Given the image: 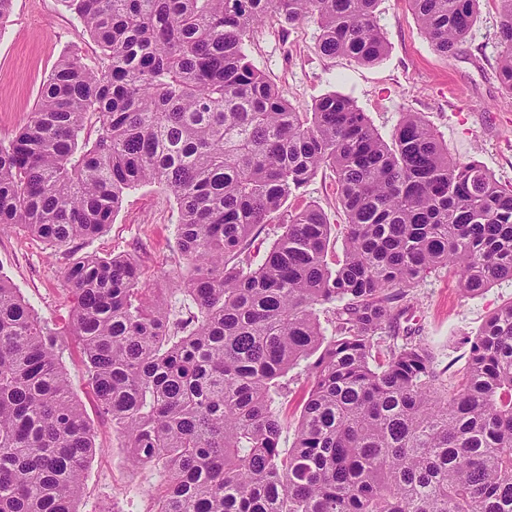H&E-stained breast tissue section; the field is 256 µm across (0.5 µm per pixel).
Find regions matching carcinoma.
I'll return each mask as SVG.
<instances>
[{
  "label": "carcinoma",
  "instance_id": "obj_1",
  "mask_svg": "<svg viewBox=\"0 0 512 512\" xmlns=\"http://www.w3.org/2000/svg\"><path fill=\"white\" fill-rule=\"evenodd\" d=\"M60 2L97 52L63 57L0 141V230L70 259L69 334L99 414L162 473L150 512H512V302L458 383L426 345L383 338L396 294L440 267L469 297L512 279V187L449 157L417 112L386 140L336 93L296 110L247 54L274 16L314 20L327 56L374 63L378 0ZM409 2L448 57L480 0ZM492 2L512 94V0ZM323 167L345 223L291 213L253 262L254 236ZM143 184L174 195L188 266L152 296L133 257L74 252ZM59 336L0 276V512H79L97 446ZM302 361L310 386L284 454L273 393Z\"/></svg>",
  "mask_w": 512,
  "mask_h": 512
}]
</instances>
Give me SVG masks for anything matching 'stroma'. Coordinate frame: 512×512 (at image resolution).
I'll return each instance as SVG.
<instances>
[{
  "label": "stroma",
  "mask_w": 512,
  "mask_h": 512,
  "mask_svg": "<svg viewBox=\"0 0 512 512\" xmlns=\"http://www.w3.org/2000/svg\"><path fill=\"white\" fill-rule=\"evenodd\" d=\"M378 20L387 49L372 64L323 55L311 21L291 27L269 19L254 30L248 53L300 111H310L315 100L335 92L351 98L385 137L402 113H420L451 157L478 161L501 184L512 185V95L496 78L503 47L495 6L483 0L470 36L448 58L433 49L407 0H381ZM76 47L88 57L96 49L59 0H13L11 15L0 25V140L26 121L43 83ZM310 205L321 207L330 223H342L333 172L319 171L284 209ZM177 219L171 192L141 186L125 194L112 223L82 250L102 257L132 255L140 263L143 287L168 288L172 276L185 268ZM65 269L62 254L39 239L19 230L0 232V274L41 316L62 326L69 321L71 300ZM511 300L512 280L464 297L454 273L443 267L397 298L403 311L398 333L428 345L439 366L458 372L466 367L470 342L487 317ZM63 367L92 421L98 447L87 469L79 512H149L160 472L129 463L111 421L99 415L96 398L84 384L85 366L76 348L65 350ZM282 384L276 407L285 420L280 446L288 449L309 380L297 367Z\"/></svg>",
  "instance_id": "35a3bbf8"
}]
</instances>
